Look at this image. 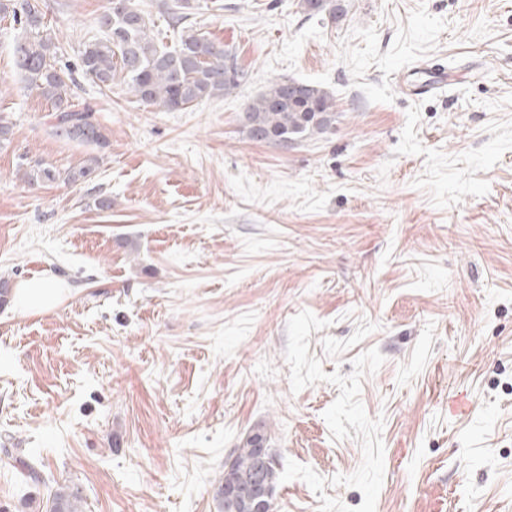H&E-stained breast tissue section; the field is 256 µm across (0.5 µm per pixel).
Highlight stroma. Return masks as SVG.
Returning a JSON list of instances; mask_svg holds the SVG:
<instances>
[{"instance_id":"35a3bbf8","label":"stroma","mask_w":512,"mask_h":512,"mask_svg":"<svg viewBox=\"0 0 512 512\" xmlns=\"http://www.w3.org/2000/svg\"><path fill=\"white\" fill-rule=\"evenodd\" d=\"M106 3L42 0L69 63ZM191 3L244 80L161 112L77 76L109 144L76 184L21 178L20 156L65 172L90 150L54 136L0 21V279L69 289L0 306V512H50L61 486L83 512H219L258 425L276 512H512V0ZM420 61L442 92L401 91ZM277 78L334 96L328 133L249 139ZM69 293L56 279H34L25 281L14 290V304L21 314L39 313L59 304ZM262 439H267L264 430L258 427V433L251 436L246 434L238 448H235L228 460L224 462V471L221 477L216 482L214 488V496L221 506V500L224 496V484L230 487L233 483L239 482L243 478L250 476L256 467V458L253 448H256L257 443ZM257 449L258 458V473L252 481L251 489V506L254 507L253 511H258L262 504L263 497L269 494V488L263 481L261 470L266 466L265 478L274 489V494L271 498L265 499V512H274L275 500L277 489L279 485L280 468L279 463L274 454L273 459L269 461L272 454L271 448H266V443H261ZM269 461V462H268Z\"/></svg>"}]
</instances>
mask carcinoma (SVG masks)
<instances>
[{
  "instance_id": "cac0c4a2",
  "label": "carcinoma",
  "mask_w": 512,
  "mask_h": 512,
  "mask_svg": "<svg viewBox=\"0 0 512 512\" xmlns=\"http://www.w3.org/2000/svg\"><path fill=\"white\" fill-rule=\"evenodd\" d=\"M161 7L177 25L184 19L180 9L190 8V3L164 2ZM300 7L310 16L325 14L332 19L344 11L336 6V0H300ZM0 18L10 19L23 31L13 43V56L27 87L51 102L54 135L92 149L105 148L108 138L93 110L71 109L68 95L74 83L73 70L60 64L57 34L45 21L38 0H0ZM96 23L103 37L85 45L77 70L107 89L117 83L124 85L128 94L147 107L163 112L185 110L203 100L223 96L245 78L237 66H227L233 58L231 52L203 33L182 32L178 46L171 50L159 45L152 33L150 15L134 0H108ZM244 121L250 139L286 146L327 133L336 121V113L332 95L323 88L278 79L247 103ZM98 165L99 158L93 155L62 178L52 168L36 162L24 169L23 177L30 185L61 178L68 183L88 182L95 177ZM264 438L261 428L242 438L224 462V471L214 488L216 500H222L224 486L252 474L256 467L254 448ZM18 465L25 480H40L35 454L19 458ZM80 504L78 491L62 487L54 494L52 512H82Z\"/></svg>"
}]
</instances>
